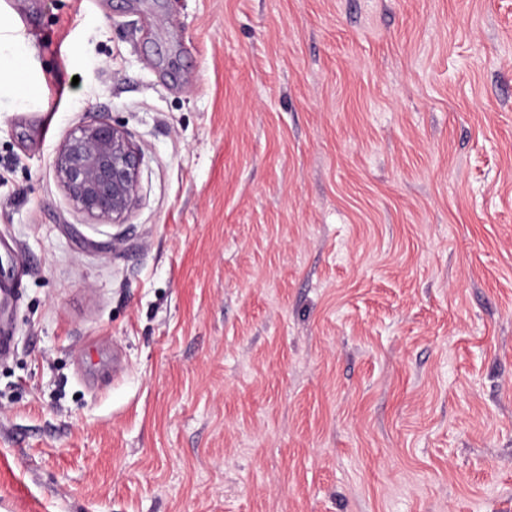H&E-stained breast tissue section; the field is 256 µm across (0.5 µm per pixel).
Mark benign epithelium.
Wrapping results in <instances>:
<instances>
[{"label":"benign epithelium","instance_id":"obj_1","mask_svg":"<svg viewBox=\"0 0 512 512\" xmlns=\"http://www.w3.org/2000/svg\"><path fill=\"white\" fill-rule=\"evenodd\" d=\"M141 155L124 127L109 120L82 123L56 147L53 168L85 215L122 221L138 201Z\"/></svg>","mask_w":512,"mask_h":512}]
</instances>
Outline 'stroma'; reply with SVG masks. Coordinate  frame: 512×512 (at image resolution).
<instances>
[{"mask_svg":"<svg viewBox=\"0 0 512 512\" xmlns=\"http://www.w3.org/2000/svg\"><path fill=\"white\" fill-rule=\"evenodd\" d=\"M1 15L0 512H512V0ZM100 118L120 224L53 171ZM30 53L22 40L7 33L0 36V89L18 97L25 92L18 80L20 72L26 71L30 62ZM141 155L124 127L109 120L82 123L56 147L53 168L74 206L117 223L138 201Z\"/></svg>","mask_w":512,"mask_h":512,"instance_id":"35a3bbf8","label":"stroma"}]
</instances>
